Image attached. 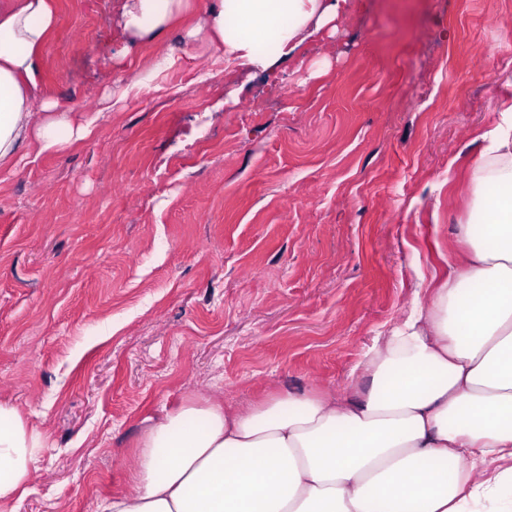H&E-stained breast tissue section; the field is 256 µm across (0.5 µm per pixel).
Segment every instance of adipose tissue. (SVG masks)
Returning a JSON list of instances; mask_svg holds the SVG:
<instances>
[{
  "mask_svg": "<svg viewBox=\"0 0 512 512\" xmlns=\"http://www.w3.org/2000/svg\"><path fill=\"white\" fill-rule=\"evenodd\" d=\"M187 0H123L127 49L154 41ZM347 0H207L189 28L251 69H268L333 26ZM235 32H227V22ZM52 0H0V170L74 145L75 126L39 92ZM468 206L428 303L376 337L346 391L273 394L246 405L187 399L142 433L130 492L100 512H512V95L480 136ZM43 452L0 402V499L26 493Z\"/></svg>",
  "mask_w": 512,
  "mask_h": 512,
  "instance_id": "1",
  "label": "adipose tissue"
}]
</instances>
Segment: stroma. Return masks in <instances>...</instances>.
Listing matches in <instances>:
<instances>
[{"instance_id":"35a3bbf8","label":"stroma","mask_w":512,"mask_h":512,"mask_svg":"<svg viewBox=\"0 0 512 512\" xmlns=\"http://www.w3.org/2000/svg\"><path fill=\"white\" fill-rule=\"evenodd\" d=\"M42 92L76 146L0 171V401L42 437L0 512H97L163 407L347 388L461 251L512 0H348L269 71L180 31L122 57L119 0H56ZM174 65L143 95L127 70ZM112 109H101L104 93Z\"/></svg>"}]
</instances>
